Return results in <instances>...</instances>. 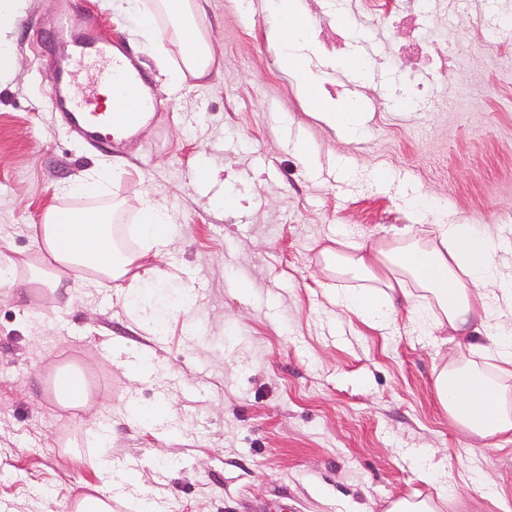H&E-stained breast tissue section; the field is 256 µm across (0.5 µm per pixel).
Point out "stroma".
I'll use <instances>...</instances> for the list:
<instances>
[{"label": "stroma", "mask_w": 512, "mask_h": 512, "mask_svg": "<svg viewBox=\"0 0 512 512\" xmlns=\"http://www.w3.org/2000/svg\"><path fill=\"white\" fill-rule=\"evenodd\" d=\"M80 2L98 36L128 37L158 111L110 151L69 132L46 74L58 52L47 21L70 0H27L15 76L0 87V254L18 262L16 288L0 289V512H69L95 490L112 512H140L146 495L158 512H387L400 499L512 512V434L476 446L434 387L461 356L512 404L492 348L512 333V309L466 350L422 299L373 325L341 302L362 280L325 271L321 255L464 219L496 243L497 279L512 280V0H431L423 38L439 72L407 62L387 20L413 0H297L317 84L363 114L357 139L313 118L281 67L274 0H204L220 70L183 84L138 35L151 0ZM348 56L369 70L338 68ZM103 161L102 197L62 196ZM202 161L216 172L206 187L189 179ZM228 195L237 207L219 206ZM144 196L175 227L151 260L165 280L148 305L161 334L132 319L126 280L75 299L28 283L32 227L48 208L125 202L116 234L132 252ZM145 351L153 368L129 384ZM65 358L107 397L92 414L46 392ZM160 402L163 421L133 420L131 406Z\"/></svg>", "instance_id": "35a3bbf8"}]
</instances>
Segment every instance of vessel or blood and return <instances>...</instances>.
Wrapping results in <instances>:
<instances>
[{
    "instance_id": "obj_1",
    "label": "vessel or blood",
    "mask_w": 512,
    "mask_h": 512,
    "mask_svg": "<svg viewBox=\"0 0 512 512\" xmlns=\"http://www.w3.org/2000/svg\"><path fill=\"white\" fill-rule=\"evenodd\" d=\"M82 21L86 34L74 39L75 21ZM97 16L83 11L81 18L65 13L55 19L52 29L63 46L56 68L49 74L47 85L52 108L60 112L69 130L92 146L104 142L103 129L111 125L113 117L132 109L146 114L156 109L155 101L146 96L152 80L131 56L124 43L98 39L95 30ZM82 61L97 69L102 82L113 86L117 99L111 112L100 109L98 87L94 84L79 86L74 61Z\"/></svg>"
}]
</instances>
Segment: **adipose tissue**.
Wrapping results in <instances>:
<instances>
[{
	"label": "adipose tissue",
	"mask_w": 512,
	"mask_h": 512,
	"mask_svg": "<svg viewBox=\"0 0 512 512\" xmlns=\"http://www.w3.org/2000/svg\"><path fill=\"white\" fill-rule=\"evenodd\" d=\"M25 4L26 0H0V86L10 82L16 70L11 34ZM280 8L281 26L273 39L283 68L307 96L317 118L342 135L355 136L360 113L352 105L340 107L324 97L313 80L310 59L303 52L312 41L309 21L296 9L295 0H280ZM201 14L200 0H154L142 23L144 36L177 47L174 82L202 81L219 70ZM160 15L168 21L161 31L155 28ZM113 214L110 207L49 209L34 235L37 256L26 263L29 282L53 291L68 281L82 287L124 279L135 297L143 286L161 285L162 271L144 259L159 253L171 238L173 227L165 210L151 198L140 199L141 248L134 252L117 244L110 225ZM493 250L479 226L461 221L435 225L432 236H414L371 252L328 247L322 256L326 269L364 279V287L346 294L343 301L371 322L386 321L397 310V297H409L416 287L433 302L437 324L463 338L472 333L474 322L491 318L494 300L512 304V288L495 278ZM435 391L440 406L470 438L485 441L512 433V410L505 406L500 386L469 363L454 361L444 367L435 378Z\"/></svg>",
	"instance_id": "ef3b65f1"
}]
</instances>
